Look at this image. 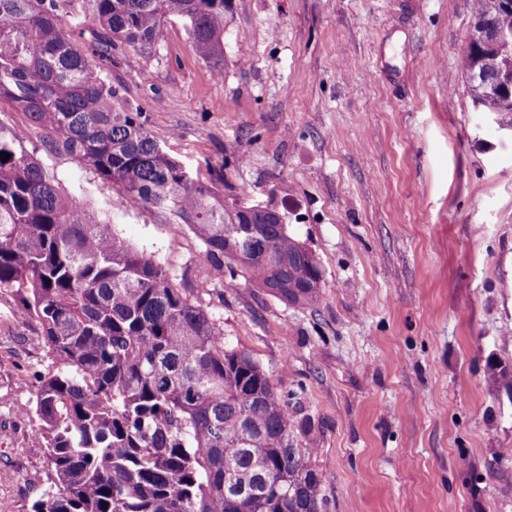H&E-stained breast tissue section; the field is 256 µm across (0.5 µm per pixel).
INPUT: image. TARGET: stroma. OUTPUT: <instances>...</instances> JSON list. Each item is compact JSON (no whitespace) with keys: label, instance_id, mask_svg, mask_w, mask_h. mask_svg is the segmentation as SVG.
I'll return each instance as SVG.
<instances>
[{"label":"stroma","instance_id":"1","mask_svg":"<svg viewBox=\"0 0 512 512\" xmlns=\"http://www.w3.org/2000/svg\"><path fill=\"white\" fill-rule=\"evenodd\" d=\"M224 70L184 23L103 68L115 103L193 177L277 208L317 257L314 305L214 269L165 210L10 108L24 146L300 398L327 512H512V131L474 111L461 57L473 0H230ZM0 292V512H32L47 461L18 406L46 369L37 326Z\"/></svg>","mask_w":512,"mask_h":512}]
</instances>
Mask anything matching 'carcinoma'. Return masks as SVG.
I'll return each instance as SVG.
<instances>
[{
    "label": "carcinoma",
    "instance_id": "1",
    "mask_svg": "<svg viewBox=\"0 0 512 512\" xmlns=\"http://www.w3.org/2000/svg\"><path fill=\"white\" fill-rule=\"evenodd\" d=\"M89 56L68 35L60 0H0V102L117 187L167 210L231 279L291 305L315 303L322 270L277 209L253 210L191 177L118 111L98 62L149 53L180 19L197 55L221 73L227 0H81ZM477 41L462 68L476 112L512 129V10L474 0ZM0 122V291L36 323L50 361L34 372V417L50 476L34 512H327L318 449L263 368L230 348L214 319L91 209Z\"/></svg>",
    "mask_w": 512,
    "mask_h": 512
}]
</instances>
